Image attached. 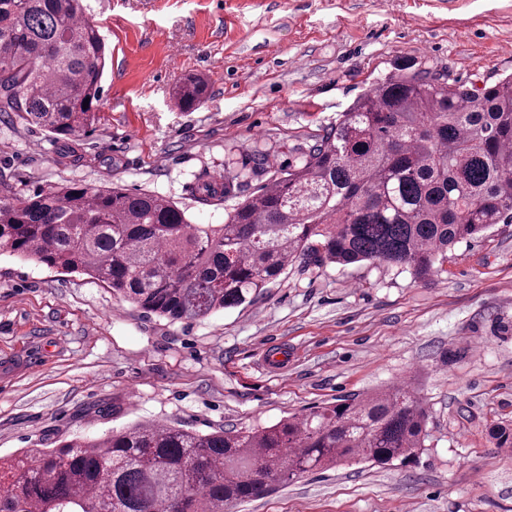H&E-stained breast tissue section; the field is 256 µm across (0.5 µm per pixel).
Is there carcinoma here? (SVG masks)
<instances>
[{"mask_svg":"<svg viewBox=\"0 0 512 512\" xmlns=\"http://www.w3.org/2000/svg\"><path fill=\"white\" fill-rule=\"evenodd\" d=\"M105 64L81 0H0V114L77 138L97 118ZM206 90L189 76L173 96L190 108ZM241 191L236 176L204 174L192 187L208 205ZM496 224H512V76L483 88L419 73L373 84L300 165L222 224H194L170 200L117 186L68 183L25 199L0 190L1 248L89 275L172 321L255 299L297 262L385 264L429 280L446 273L449 248ZM426 423L405 386L251 431L138 423L0 457V512H229L341 461L406 466L424 450Z\"/></svg>","mask_w":512,"mask_h":512,"instance_id":"obj_1","label":"carcinoma"}]
</instances>
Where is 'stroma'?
<instances>
[{"mask_svg":"<svg viewBox=\"0 0 512 512\" xmlns=\"http://www.w3.org/2000/svg\"><path fill=\"white\" fill-rule=\"evenodd\" d=\"M107 60L94 130L70 143L0 118L16 198L71 181L149 191L196 224L201 173L299 164L377 81L402 69L466 86L512 75V0H84ZM189 74L207 100L178 107ZM424 283L383 264L289 266L252 303L197 321L144 313L87 275L0 249V456L139 422L247 431L393 385L428 411L409 466L343 462L232 512H512V224L448 252ZM110 407L107 416L99 407Z\"/></svg>","mask_w":512,"mask_h":512,"instance_id":"stroma-1","label":"stroma"}]
</instances>
